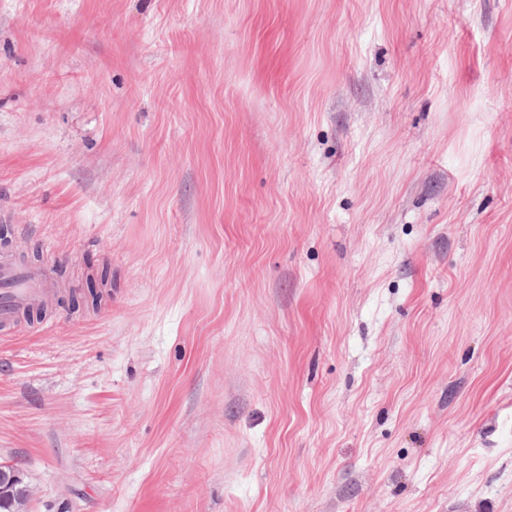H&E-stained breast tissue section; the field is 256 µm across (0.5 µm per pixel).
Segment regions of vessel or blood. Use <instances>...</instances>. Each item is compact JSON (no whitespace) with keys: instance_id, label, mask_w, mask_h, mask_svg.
<instances>
[{"instance_id":"vessel-or-blood-1","label":"vessel or blood","mask_w":512,"mask_h":512,"mask_svg":"<svg viewBox=\"0 0 512 512\" xmlns=\"http://www.w3.org/2000/svg\"><path fill=\"white\" fill-rule=\"evenodd\" d=\"M57 288L43 268L22 261L14 247H0V334L13 333L20 316L48 306Z\"/></svg>"}]
</instances>
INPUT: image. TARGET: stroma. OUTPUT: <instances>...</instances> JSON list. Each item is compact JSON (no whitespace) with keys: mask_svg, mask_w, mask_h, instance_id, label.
<instances>
[{"mask_svg":"<svg viewBox=\"0 0 512 512\" xmlns=\"http://www.w3.org/2000/svg\"><path fill=\"white\" fill-rule=\"evenodd\" d=\"M19 225V512H512V0H0Z\"/></svg>","mask_w":512,"mask_h":512,"instance_id":"35a3bbf8","label":"stroma"}]
</instances>
